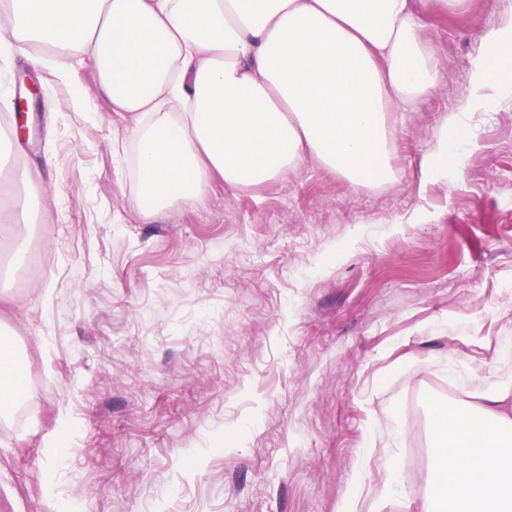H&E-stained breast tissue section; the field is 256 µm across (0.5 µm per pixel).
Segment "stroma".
Returning <instances> with one entry per match:
<instances>
[{
  "instance_id": "obj_1",
  "label": "stroma",
  "mask_w": 512,
  "mask_h": 512,
  "mask_svg": "<svg viewBox=\"0 0 512 512\" xmlns=\"http://www.w3.org/2000/svg\"><path fill=\"white\" fill-rule=\"evenodd\" d=\"M418 12L442 77L395 115L393 183L307 163L148 224L110 105L76 108L30 47L0 69V192L28 243L0 237V337L28 378L0 417V512H338L392 470L385 512H416L434 405L512 346V81L482 77L512 25L498 0ZM452 115L470 136L426 178Z\"/></svg>"
}]
</instances>
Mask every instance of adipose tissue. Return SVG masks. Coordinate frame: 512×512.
<instances>
[{
	"label": "adipose tissue",
	"mask_w": 512,
	"mask_h": 512,
	"mask_svg": "<svg viewBox=\"0 0 512 512\" xmlns=\"http://www.w3.org/2000/svg\"><path fill=\"white\" fill-rule=\"evenodd\" d=\"M416 0H0V58L47 46L38 63L94 110L78 81L91 55L134 148L143 221L204 208L313 161L354 186L394 177L392 115L442 73ZM22 366L0 341V415ZM434 491L418 512H512V368L466 408L436 409Z\"/></svg>",
	"instance_id": "ef3b65f1"
}]
</instances>
